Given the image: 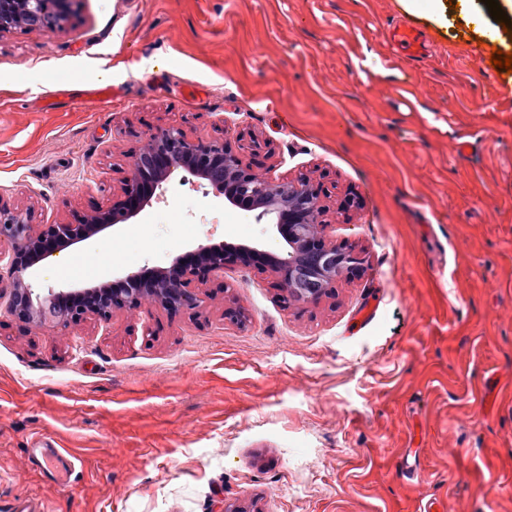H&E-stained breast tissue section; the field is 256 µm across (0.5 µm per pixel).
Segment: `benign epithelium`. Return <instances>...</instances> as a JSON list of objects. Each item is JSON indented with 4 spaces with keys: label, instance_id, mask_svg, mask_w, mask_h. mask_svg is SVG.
<instances>
[{
    "label": "benign epithelium",
    "instance_id": "1",
    "mask_svg": "<svg viewBox=\"0 0 512 512\" xmlns=\"http://www.w3.org/2000/svg\"><path fill=\"white\" fill-rule=\"evenodd\" d=\"M71 0H0V37L17 29L56 32L64 28ZM187 169L234 207L267 217L288 249L274 254L256 246L200 243L163 268L142 267L124 276L82 288H49L40 293L29 277L42 259L82 243L137 217L163 189L172 173ZM329 206L321 190L306 177L272 179L256 173L227 140L191 137L169 125L147 135L132 157L121 195L78 223L34 227L18 209L0 204V264L10 277L0 280V299H7L12 319L27 328L68 327L87 317L100 322L151 305L169 314L199 312L208 297L209 276L227 268L256 271L274 279L284 306L318 305L332 297L336 283L363 268L364 258L352 246L327 235L323 216ZM224 322L243 329L246 311L224 305Z\"/></svg>",
    "mask_w": 512,
    "mask_h": 512
}]
</instances>
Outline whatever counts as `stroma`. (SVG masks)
<instances>
[{
  "label": "stroma",
  "mask_w": 512,
  "mask_h": 512,
  "mask_svg": "<svg viewBox=\"0 0 512 512\" xmlns=\"http://www.w3.org/2000/svg\"><path fill=\"white\" fill-rule=\"evenodd\" d=\"M477 39L399 0H73L63 30L0 37V202L31 223L110 205L147 133L231 122L254 171L321 184L331 239L365 257L316 306L237 269L196 314L26 329L0 303V512H512V73ZM207 242L286 247L181 169L29 281L81 288ZM40 440L81 469L34 466ZM392 37L395 42L405 48L411 49L416 54L425 50V38L413 29L395 26L392 30Z\"/></svg>",
  "instance_id": "stroma-1"
}]
</instances>
